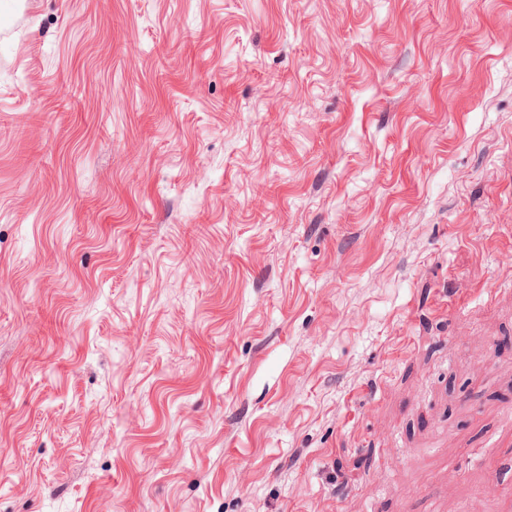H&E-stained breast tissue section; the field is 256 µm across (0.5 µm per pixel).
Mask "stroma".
I'll use <instances>...</instances> for the list:
<instances>
[{"label":"stroma","instance_id":"stroma-1","mask_svg":"<svg viewBox=\"0 0 512 512\" xmlns=\"http://www.w3.org/2000/svg\"><path fill=\"white\" fill-rule=\"evenodd\" d=\"M0 512H512V0H0Z\"/></svg>","mask_w":512,"mask_h":512}]
</instances>
